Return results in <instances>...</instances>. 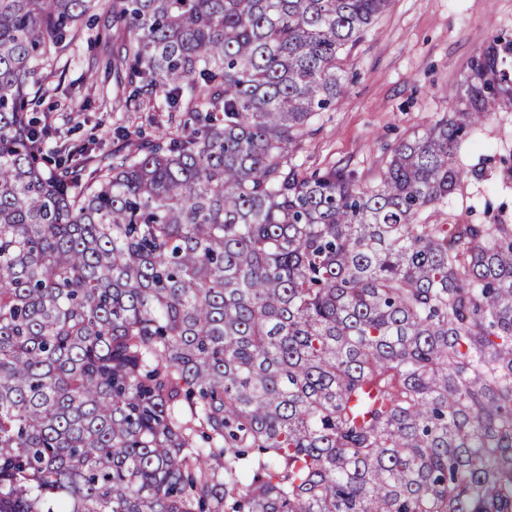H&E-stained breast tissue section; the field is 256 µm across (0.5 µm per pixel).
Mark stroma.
Returning a JSON list of instances; mask_svg holds the SVG:
<instances>
[{
    "instance_id": "stroma-1",
    "label": "stroma",
    "mask_w": 512,
    "mask_h": 512,
    "mask_svg": "<svg viewBox=\"0 0 512 512\" xmlns=\"http://www.w3.org/2000/svg\"><path fill=\"white\" fill-rule=\"evenodd\" d=\"M505 32L512 0H394L351 51L346 93L314 118L299 163L310 171L344 166L372 185L393 148L463 99L479 37ZM116 37L111 15L92 11L84 39L37 72L48 147L71 148L80 160L124 154L177 126L179 113L154 102L129 111L131 88L108 66ZM458 164L463 182L422 213L423 223L512 224V105L463 141Z\"/></svg>"
}]
</instances>
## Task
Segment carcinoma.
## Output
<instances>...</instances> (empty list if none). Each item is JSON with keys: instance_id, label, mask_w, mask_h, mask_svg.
<instances>
[{"instance_id": "carcinoma-1", "label": "carcinoma", "mask_w": 512, "mask_h": 512, "mask_svg": "<svg viewBox=\"0 0 512 512\" xmlns=\"http://www.w3.org/2000/svg\"><path fill=\"white\" fill-rule=\"evenodd\" d=\"M391 0H0V512H512V224H421L512 37L372 186L296 158ZM110 10L181 132L47 149Z\"/></svg>"}]
</instances>
